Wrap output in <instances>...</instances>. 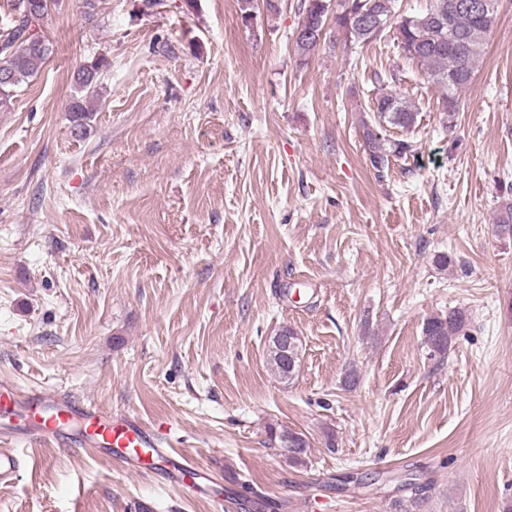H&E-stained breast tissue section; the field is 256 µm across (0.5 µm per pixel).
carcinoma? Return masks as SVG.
<instances>
[{
  "mask_svg": "<svg viewBox=\"0 0 512 512\" xmlns=\"http://www.w3.org/2000/svg\"><path fill=\"white\" fill-rule=\"evenodd\" d=\"M55 0H10L13 22L0 31V74L9 75L10 83L0 91V110L10 108L16 90L46 62L52 53L42 26ZM351 9H342L336 17V28L345 36V43L365 45L383 36L384 29L375 28L371 20L384 19L385 29L393 30L398 47L410 59L424 68L428 82L442 92V111L452 116L456 111L457 93L468 88L478 63L485 54L488 38L497 21L498 11L478 9L481 0H430L425 11L402 16L397 0H344ZM105 64L100 58L82 65L73 77L76 95L69 107L75 134H87L97 107L98 74ZM371 111L379 121L403 129L412 128L417 121L415 107L396 93L386 92L375 98ZM369 162L380 171L391 158H403L411 152L404 140L389 144L381 139L373 126L364 124ZM495 224L499 232L512 235V200L498 208ZM467 325L460 310L445 317H429L423 324V341L433 357L445 358L455 337ZM268 363L279 379L291 380L295 370L288 359L279 353L276 343L268 349ZM280 447L287 452L294 466L306 464L309 444L301 433L283 429L278 435Z\"/></svg>",
  "mask_w": 512,
  "mask_h": 512,
  "instance_id": "obj_1",
  "label": "carcinoma"
}]
</instances>
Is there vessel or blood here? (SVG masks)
I'll return each instance as SVG.
<instances>
[{
  "mask_svg": "<svg viewBox=\"0 0 512 512\" xmlns=\"http://www.w3.org/2000/svg\"><path fill=\"white\" fill-rule=\"evenodd\" d=\"M88 447L129 470L147 469L173 486L203 487L207 473L188 456L165 447L166 433L127 413L104 414L89 404L54 393L20 395L0 385V480L19 466L18 451L47 440Z\"/></svg>",
  "mask_w": 512,
  "mask_h": 512,
  "instance_id": "1",
  "label": "vessel or blood"
}]
</instances>
